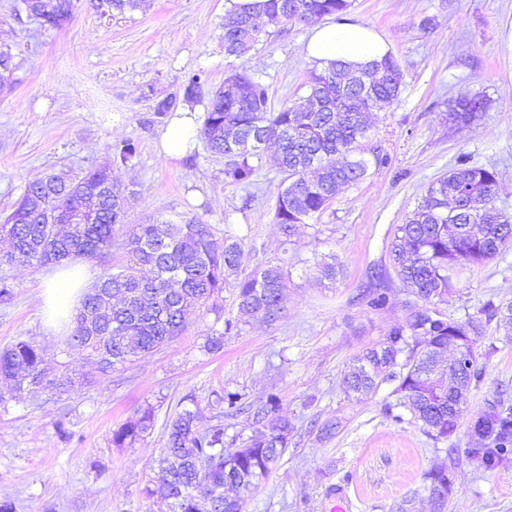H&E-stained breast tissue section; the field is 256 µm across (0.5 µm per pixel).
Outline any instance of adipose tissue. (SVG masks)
Listing matches in <instances>:
<instances>
[{
    "label": "adipose tissue",
    "mask_w": 512,
    "mask_h": 512,
    "mask_svg": "<svg viewBox=\"0 0 512 512\" xmlns=\"http://www.w3.org/2000/svg\"><path fill=\"white\" fill-rule=\"evenodd\" d=\"M307 55L317 65L333 60L364 64L382 58L388 51L385 42L367 28L338 22L315 27L307 43ZM198 124L194 110L175 113L161 132L157 148L163 156L177 159L191 151L196 143ZM88 278L84 268L58 265L45 280L44 306L49 320L71 319L80 308L79 295Z\"/></svg>",
    "instance_id": "ef3b65f1"
}]
</instances>
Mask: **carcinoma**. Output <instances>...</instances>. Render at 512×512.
<instances>
[{
  "mask_svg": "<svg viewBox=\"0 0 512 512\" xmlns=\"http://www.w3.org/2000/svg\"><path fill=\"white\" fill-rule=\"evenodd\" d=\"M80 0H16L15 14L26 13L40 33L59 30L73 18ZM143 0H90L101 15L134 12ZM349 0H265L261 13L230 10L224 15V52L241 57L270 32L251 33L259 18L279 30L310 26L325 16L344 21ZM403 73L388 53L381 60L354 67L333 61L309 72L302 101L273 112L262 77L232 71L224 84L207 90L205 77L194 73L182 92L154 103L153 114L169 120L179 105L201 103L205 118L198 130L211 156L224 161V180L250 188L255 184L266 148L274 144L285 179L277 194L274 219L289 238L298 225L323 213L342 185L368 175L365 143L370 137L369 112L398 99ZM481 97L456 102L451 119L468 124L486 110ZM136 152L130 142L112 147V163H125ZM495 168L457 160L448 174L431 182L415 209L396 228L390 246L392 266L404 287L431 304L412 312L404 325L379 344L352 358L344 374L349 393L366 396L386 382L399 381V406L408 409L426 433L443 440L455 433L471 385L483 375L472 346L455 352L439 376L432 367L453 347L455 336L478 338L482 321H450L436 309L455 288L460 270L480 265L512 247V215L496 207ZM130 195L112 176L111 163L71 172L70 181L54 172L29 183L13 210L0 222V236L10 251L0 265L43 266L98 258L112 250L116 230L124 223ZM62 210L61 223L49 224L47 209ZM129 262L109 266L84 294L67 341L87 350L107 370L149 354L185 328L192 306L223 292L228 278L240 309L273 322L282 313L286 277L277 267L247 270L241 238L224 231L217 249L213 229L196 216L179 222L158 220L135 225L121 240ZM372 309L386 306V289L364 294ZM512 328V302L484 311ZM0 380L7 395L20 398L49 392L62 395L72 379L49 377L42 349L21 339L0 350ZM228 396L230 406L257 426L243 446L224 447V420L205 428L184 409L168 419L163 475L159 491L171 512H244L246 497L282 461L290 424L269 401L255 407ZM154 426L150 410L112 432L118 447L131 444ZM470 433L490 441V448L468 453L490 470L512 455V406L488 407L469 421ZM430 512H445L453 480L445 467L427 473Z\"/></svg>",
  "mask_w": 512,
  "mask_h": 512,
  "instance_id": "cac0c4a2",
  "label": "carcinoma"
}]
</instances>
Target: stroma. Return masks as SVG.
<instances>
[{
  "label": "stroma",
  "mask_w": 512,
  "mask_h": 512,
  "mask_svg": "<svg viewBox=\"0 0 512 512\" xmlns=\"http://www.w3.org/2000/svg\"><path fill=\"white\" fill-rule=\"evenodd\" d=\"M12 5L0 0V46L17 61L12 87L0 90V214L44 172L111 162L112 144L129 140L136 156L113 167L119 182L139 192L127 225L190 214L220 232L233 228L250 265L282 267L288 286L278 321L241 312L228 287L217 306L194 309L180 336L102 372L68 345L66 332L44 325V268H10L13 298L0 304V348L31 338L47 366L65 367L76 383L53 398L0 403V502L11 501L14 512H169L157 491L168 417L191 398L199 426L223 415L227 440L241 444L253 426L227 413L228 394L238 393L276 400L292 426L279 468L247 498L245 512H331L336 504L345 512H393L410 497L415 512H428L425 475L438 466L452 474L448 512H512V458L484 470L464 454L478 445L469 420L512 400V337L497 322L485 323L476 342L485 374L449 440H433L411 418L392 419L400 399L394 384L361 399L343 386L349 360L422 304L393 275L385 308L371 309L360 293L374 268L389 266L394 232L428 185L465 154L496 168L498 202L512 213V0H352L347 19L379 34L403 72L398 101L372 114L368 145L388 162L342 188L288 239L273 222L283 179L274 152L265 153L257 197L247 201L246 189L225 183L223 161L204 144L178 160L157 153L163 125L153 104L193 72L204 71L217 87L233 68L261 74L272 109L297 101L312 66L310 27L273 31L235 57L224 52L226 0H146L143 10L112 19L81 0L65 28L39 41ZM427 17L433 26L421 29ZM477 95L487 99L486 112L467 125L449 121L456 101ZM325 262L339 266L336 279L322 277ZM509 300L512 248L463 270L442 310L463 322ZM219 334L222 352H207V338ZM148 408L153 429L115 447L113 430ZM327 419L341 427L318 439L310 428Z\"/></svg>",
  "instance_id": "1"
}]
</instances>
